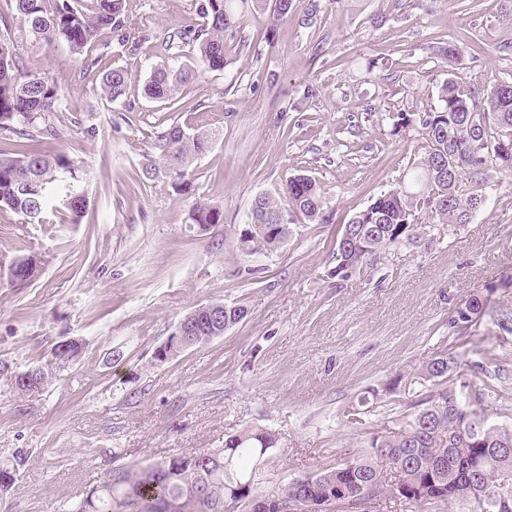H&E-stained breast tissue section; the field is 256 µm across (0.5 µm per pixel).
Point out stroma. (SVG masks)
Instances as JSON below:
<instances>
[{"label": "stroma", "mask_w": 512, "mask_h": 512, "mask_svg": "<svg viewBox=\"0 0 512 512\" xmlns=\"http://www.w3.org/2000/svg\"><path fill=\"white\" fill-rule=\"evenodd\" d=\"M275 3L239 12L224 70L200 71L174 105L144 85L170 61L165 41L197 27L195 0H124L129 27L150 42L134 56L111 45L81 78L64 66L65 43L17 41L82 121L46 144L79 161L89 203L78 224L0 211V363L22 371L59 341L83 344L42 394L17 396L0 375V461L28 452L0 512H65L111 469L220 448L248 427L276 436L256 485L272 493L399 428L430 390L412 374L444 350L483 391L478 410L512 423V334L496 325L512 316V182L491 177L475 219L426 225L349 277L333 259L341 225L425 153L416 128L394 131L392 116L435 108L448 79L463 93L512 81V0H300L284 18ZM449 42L462 50L451 66L436 54ZM116 66L131 79L109 103L100 85ZM174 122L217 132L190 173L223 224L200 229L191 197L134 181L153 132ZM297 174L320 184L326 223L295 217L284 244L243 254L254 198L278 196ZM30 255L37 277L12 283L11 264ZM477 294L484 316L449 334ZM216 301L245 318L154 362L187 313Z\"/></svg>", "instance_id": "stroma-1"}]
</instances>
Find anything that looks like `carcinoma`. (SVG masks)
<instances>
[{"mask_svg":"<svg viewBox=\"0 0 512 512\" xmlns=\"http://www.w3.org/2000/svg\"><path fill=\"white\" fill-rule=\"evenodd\" d=\"M12 17L25 39L45 45L63 41L81 70L97 67L100 46L115 42L134 54L149 41V34L130 31L123 14V0H90L82 9L76 0H13ZM247 0H199L202 19L193 41L198 65L224 69V32L236 26L238 8ZM109 39L102 40V36ZM0 53V134L11 149L0 151V209L8 208L37 221L54 208L81 223L87 207L80 187V166L63 152L44 145L56 135L54 117L64 121V97L56 78L27 70L11 39ZM198 70L185 65L162 66L151 71L146 95L173 102L195 81ZM131 74L115 67L103 78L101 93L115 102L125 93ZM420 126L427 151L398 187L378 196L341 226L336 236V275L348 276L365 256L414 235L416 214L423 212L430 224H465L472 204L483 195L484 175L492 170L512 181V83L496 82L483 92L460 93L449 78L439 89V107L418 116L401 112L393 129ZM216 133L177 123L156 133L152 151L136 172V180H160L175 192L195 198L191 220L195 224H221V209L196 196L194 181L185 171L171 175L174 162L194 164L206 154ZM321 187L309 175L288 179L283 195L268 196L260 209L274 214L299 213L310 222H322ZM283 228L271 239L256 233L241 250L252 255L286 241ZM456 360L450 353L424 362L416 377L433 382L436 392L418 402L396 431L374 435L365 450L352 460L318 472L298 484L291 481L276 491L280 502L299 504L300 512H326L322 505L336 497V490L353 494L372 490L383 496L381 479L385 448L404 472L407 512H512V425L494 424L478 414V436L463 440L460 419L448 418V408L462 413L469 407L468 386H450ZM53 377L28 384L11 383L19 396L39 394ZM275 446V438L259 428H246L226 439L224 447L192 454H177L159 461L134 464L109 471L99 485L74 502L69 512H226L227 504H240L254 512L255 491L250 463L262 460ZM25 452L0 463V491L13 481L7 471L24 465Z\"/></svg>","mask_w":512,"mask_h":512,"instance_id":"cac0c4a2","label":"carcinoma"}]
</instances>
